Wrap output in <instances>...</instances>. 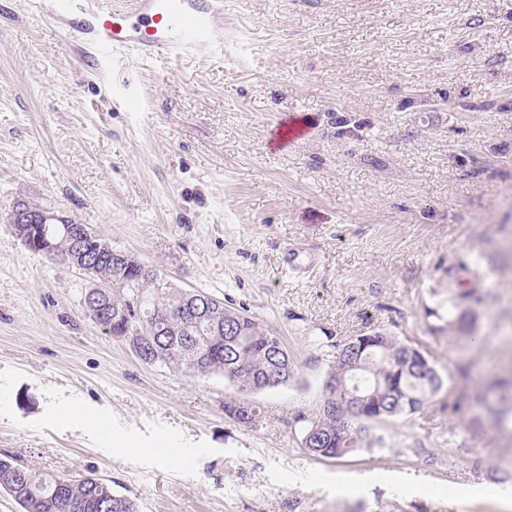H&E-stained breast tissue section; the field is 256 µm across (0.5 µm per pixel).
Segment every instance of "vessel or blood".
Instances as JSON below:
<instances>
[{"label": "vessel or blood", "instance_id": "vessel-or-blood-1", "mask_svg": "<svg viewBox=\"0 0 512 512\" xmlns=\"http://www.w3.org/2000/svg\"><path fill=\"white\" fill-rule=\"evenodd\" d=\"M41 10L52 26L92 48L96 70L119 51L201 60L224 50L214 36L224 26V0H131L119 9L102 0H51Z\"/></svg>", "mask_w": 512, "mask_h": 512}]
</instances>
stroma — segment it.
Wrapping results in <instances>:
<instances>
[{"label":"stroma","instance_id":"1","mask_svg":"<svg viewBox=\"0 0 512 512\" xmlns=\"http://www.w3.org/2000/svg\"><path fill=\"white\" fill-rule=\"evenodd\" d=\"M35 2L0 0V455L140 512H504L452 490L512 475L485 411L512 378V0H224L223 58L119 52L103 74ZM291 116L307 133L278 146ZM20 198L273 327L296 370L256 394L261 422L87 318L85 276L9 228ZM374 330L443 387L372 425L382 446L313 457L293 418L331 342Z\"/></svg>","mask_w":512,"mask_h":512}]
</instances>
